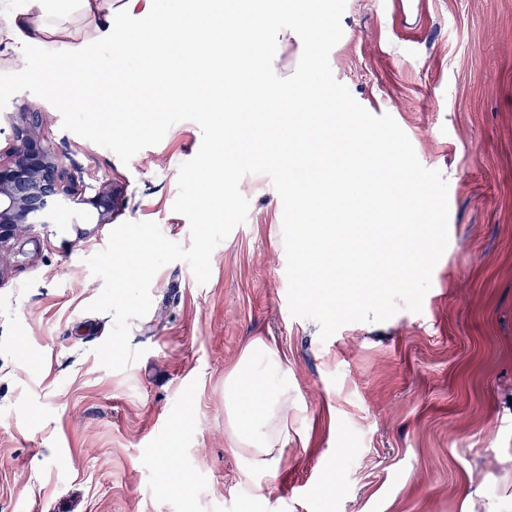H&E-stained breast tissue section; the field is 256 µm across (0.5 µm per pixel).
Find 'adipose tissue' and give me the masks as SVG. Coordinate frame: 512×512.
I'll list each match as a JSON object with an SVG mask.
<instances>
[{"label": "adipose tissue", "mask_w": 512, "mask_h": 512, "mask_svg": "<svg viewBox=\"0 0 512 512\" xmlns=\"http://www.w3.org/2000/svg\"><path fill=\"white\" fill-rule=\"evenodd\" d=\"M69 30L57 0H28L22 23L0 28L15 58H24L30 37L55 40ZM224 410L229 428L247 468L274 467L288 444V383L274 351L262 341L246 349L237 367L224 380Z\"/></svg>", "instance_id": "ef3b65f1"}]
</instances>
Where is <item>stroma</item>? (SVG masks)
Returning <instances> with one entry per match:
<instances>
[{"label":"stroma","mask_w":512,"mask_h":512,"mask_svg":"<svg viewBox=\"0 0 512 512\" xmlns=\"http://www.w3.org/2000/svg\"><path fill=\"white\" fill-rule=\"evenodd\" d=\"M335 79L390 114L448 183V246L421 312L351 323L328 340L288 308L283 206L242 178L247 220L215 248L211 276L160 269L130 324L142 356L122 371L94 353L114 326L89 311L103 282L86 260L112 226L85 206L0 248V512H512V0H346ZM44 111L46 138L85 183L126 190L117 223L175 213L192 121L122 163L63 130L27 91L0 110ZM264 341L288 374V444L249 473L224 413V379ZM178 469H166V460Z\"/></svg>","instance_id":"35a3bbf8"}]
</instances>
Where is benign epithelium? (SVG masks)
Listing matches in <instances>:
<instances>
[{
  "instance_id": "benign-epithelium-1",
  "label": "benign epithelium",
  "mask_w": 512,
  "mask_h": 512,
  "mask_svg": "<svg viewBox=\"0 0 512 512\" xmlns=\"http://www.w3.org/2000/svg\"><path fill=\"white\" fill-rule=\"evenodd\" d=\"M13 144L0 160V246L20 237L34 224H52L71 204L96 210L97 223L110 224L124 203V187L103 183L90 196L68 153L43 132V112L25 107L12 116Z\"/></svg>"
}]
</instances>
